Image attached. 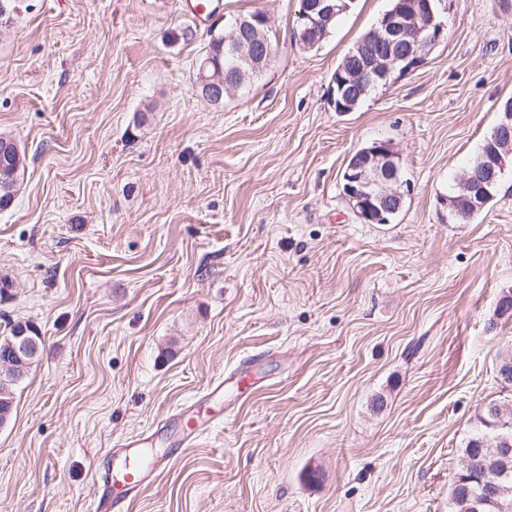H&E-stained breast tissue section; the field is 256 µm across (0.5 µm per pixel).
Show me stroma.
Listing matches in <instances>:
<instances>
[{
    "label": "stroma",
    "instance_id": "stroma-1",
    "mask_svg": "<svg viewBox=\"0 0 512 512\" xmlns=\"http://www.w3.org/2000/svg\"><path fill=\"white\" fill-rule=\"evenodd\" d=\"M12 0L0 16V133L26 154L0 210V336L40 356L0 428V512H87L113 441L164 425L236 364L224 417L128 512H451L488 402L512 412V162L468 222L442 198L512 97V11L436 0L445 38L351 112L332 75L390 0H355L313 49L298 0ZM278 35L214 106L195 62L224 20ZM385 142L406 192L389 224L342 196Z\"/></svg>",
    "mask_w": 512,
    "mask_h": 512
}]
</instances>
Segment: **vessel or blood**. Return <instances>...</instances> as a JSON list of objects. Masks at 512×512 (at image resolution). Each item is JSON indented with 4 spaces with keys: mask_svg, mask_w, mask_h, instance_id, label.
<instances>
[{
    "mask_svg": "<svg viewBox=\"0 0 512 512\" xmlns=\"http://www.w3.org/2000/svg\"><path fill=\"white\" fill-rule=\"evenodd\" d=\"M233 385L239 392H246L252 379L243 370H235L228 377L218 378L207 393L201 396L197 407H220L224 404V388ZM216 415L208 417L187 415L185 411L174 414L171 424L176 433L173 447L157 452L144 450L140 438L121 439L113 442L104 454V462L98 471L103 493L93 512H127L130 502L151 483L162 476L171 463L186 449L208 433L216 422Z\"/></svg>",
    "mask_w": 512,
    "mask_h": 512,
    "instance_id": "b4317fda",
    "label": "vessel or blood"
}]
</instances>
